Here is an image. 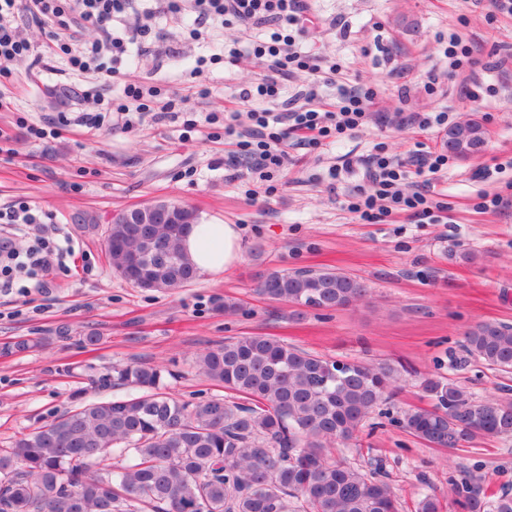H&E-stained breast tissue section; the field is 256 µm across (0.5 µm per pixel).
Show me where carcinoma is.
Returning <instances> with one entry per match:
<instances>
[{"instance_id":"1","label":"carcinoma","mask_w":512,"mask_h":512,"mask_svg":"<svg viewBox=\"0 0 512 512\" xmlns=\"http://www.w3.org/2000/svg\"><path fill=\"white\" fill-rule=\"evenodd\" d=\"M446 150L479 154L484 126L475 119L449 127ZM112 217L105 250L112 269L137 288L190 284L198 270L184 250V225L171 213L127 211ZM256 292L270 301L335 310L364 301L365 281L342 271L273 270ZM467 357L512 370V324L480 321L463 334ZM196 372L238 396L180 402L162 392V369L131 362L110 374L87 367L89 385L127 390L108 401H85L0 448V512H399L385 480L333 459L398 389L389 364L327 358L270 336L224 340L197 355ZM433 401L391 424L437 448L477 438L512 437V401L478 399L437 377L421 382ZM126 459L114 468L111 457ZM462 512H488L484 484L471 476L449 483ZM434 493L416 512H441Z\"/></svg>"}]
</instances>
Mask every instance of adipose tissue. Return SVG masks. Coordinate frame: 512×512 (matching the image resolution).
I'll use <instances>...</instances> for the list:
<instances>
[{"mask_svg":"<svg viewBox=\"0 0 512 512\" xmlns=\"http://www.w3.org/2000/svg\"><path fill=\"white\" fill-rule=\"evenodd\" d=\"M183 246L202 274L228 271L242 258L240 231L234 224L191 225Z\"/></svg>","mask_w":512,"mask_h":512,"instance_id":"1","label":"adipose tissue"}]
</instances>
